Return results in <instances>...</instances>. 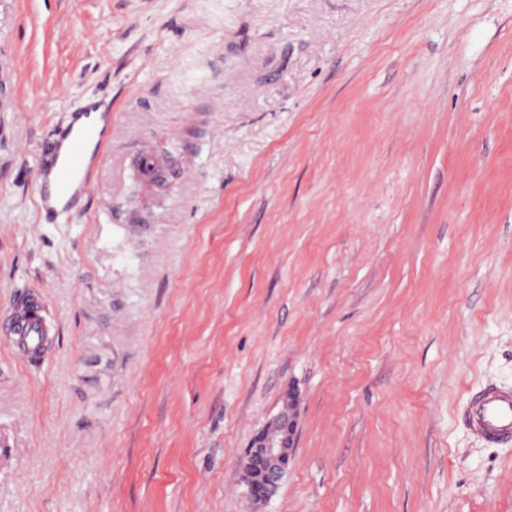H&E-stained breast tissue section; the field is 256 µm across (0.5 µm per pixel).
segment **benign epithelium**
I'll list each match as a JSON object with an SVG mask.
<instances>
[{"mask_svg":"<svg viewBox=\"0 0 512 512\" xmlns=\"http://www.w3.org/2000/svg\"><path fill=\"white\" fill-rule=\"evenodd\" d=\"M298 404L297 393L289 392L288 408L268 421L246 449L245 455L257 464V468H246L242 473L248 498L254 497L259 486L265 497L273 496L288 473Z\"/></svg>","mask_w":512,"mask_h":512,"instance_id":"obj_1","label":"benign epithelium"}]
</instances>
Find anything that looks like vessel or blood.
<instances>
[{
	"mask_svg": "<svg viewBox=\"0 0 512 512\" xmlns=\"http://www.w3.org/2000/svg\"><path fill=\"white\" fill-rule=\"evenodd\" d=\"M111 142L112 113L102 109L100 101H87L69 113L36 173L37 204L45 216L55 220L69 216L79 200L91 195ZM128 161L137 179L151 185L187 174L180 155L139 148L129 152ZM41 305V297L29 293L0 316V335L16 351L44 350L48 329ZM462 420L484 444H512V389L487 385L472 391Z\"/></svg>",
	"mask_w": 512,
	"mask_h": 512,
	"instance_id": "vessel-or-blood-1",
	"label": "vessel or blood"
}]
</instances>
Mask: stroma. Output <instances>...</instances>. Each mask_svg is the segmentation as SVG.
Instances as JSON below:
<instances>
[{"label": "stroma", "instance_id": "1", "mask_svg": "<svg viewBox=\"0 0 512 512\" xmlns=\"http://www.w3.org/2000/svg\"><path fill=\"white\" fill-rule=\"evenodd\" d=\"M88 98L112 144L53 222ZM179 133L192 176L139 186ZM22 288L60 333L0 336V512H512V446L459 418L512 388V0H0V313ZM112 142V111L88 100L70 112L53 134L49 157L36 173L39 209L53 220L69 216L88 198ZM286 396L288 408L268 421L246 449L245 455L257 464V469L244 468L242 473V481L251 501L255 490L257 502L264 500L263 494L265 498L273 496L288 473L299 400L295 391L288 392ZM258 485L263 488V493L260 486L257 488Z\"/></svg>", "mask_w": 512, "mask_h": 512}]
</instances>
